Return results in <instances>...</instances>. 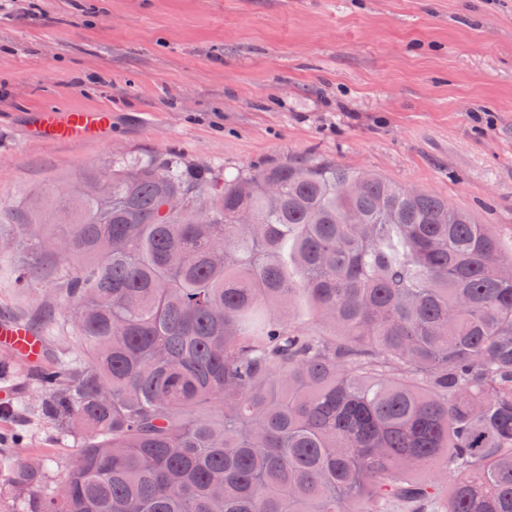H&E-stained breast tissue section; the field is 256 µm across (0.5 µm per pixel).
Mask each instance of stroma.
<instances>
[{
	"label": "stroma",
	"mask_w": 512,
	"mask_h": 512,
	"mask_svg": "<svg viewBox=\"0 0 512 512\" xmlns=\"http://www.w3.org/2000/svg\"><path fill=\"white\" fill-rule=\"evenodd\" d=\"M100 108L105 141L28 137L33 112ZM174 158L233 175L334 161L438 194L512 250V0H5L0 5V211L115 160ZM53 280L0 275V319L34 317ZM0 452L70 466L59 436L11 406L36 395L0 349Z\"/></svg>",
	"instance_id": "obj_1"
}]
</instances>
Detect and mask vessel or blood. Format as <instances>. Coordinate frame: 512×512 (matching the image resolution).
I'll list each match as a JSON object with an SVG mask.
<instances>
[{
  "label": "vessel or blood",
  "mask_w": 512,
  "mask_h": 512,
  "mask_svg": "<svg viewBox=\"0 0 512 512\" xmlns=\"http://www.w3.org/2000/svg\"><path fill=\"white\" fill-rule=\"evenodd\" d=\"M110 124L108 115L101 110L75 108L65 115L48 110L36 114L31 126L34 137L54 141H78L88 136L106 134ZM0 347L19 352L29 359H38L42 340L26 324L0 319Z\"/></svg>",
  "instance_id": "vessel-or-blood-1"
}]
</instances>
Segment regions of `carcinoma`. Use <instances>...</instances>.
<instances>
[{"mask_svg":"<svg viewBox=\"0 0 512 512\" xmlns=\"http://www.w3.org/2000/svg\"><path fill=\"white\" fill-rule=\"evenodd\" d=\"M43 196L13 272L71 266L81 352L26 380L82 437L49 495L12 470L26 512H512V253L471 212L319 160H120Z\"/></svg>","mask_w":512,"mask_h":512,"instance_id":"obj_1","label":"carcinoma"}]
</instances>
